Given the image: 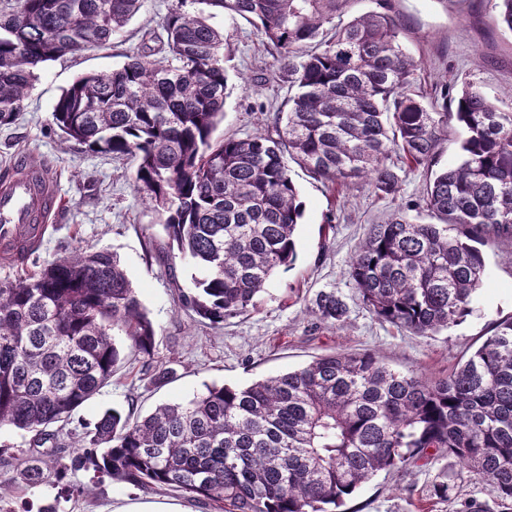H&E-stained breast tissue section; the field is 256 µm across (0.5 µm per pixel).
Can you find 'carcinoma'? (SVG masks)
<instances>
[{"label":"carcinoma","instance_id":"carcinoma-1","mask_svg":"<svg viewBox=\"0 0 512 512\" xmlns=\"http://www.w3.org/2000/svg\"><path fill=\"white\" fill-rule=\"evenodd\" d=\"M352 0H175L155 47L119 69L87 73L52 110L66 141L130 156L169 248L202 270L179 307L214 326L250 313L296 259L302 217L291 164L331 184L362 180L395 195L398 154L425 174L426 223L402 212L374 224L349 262L359 298L379 319L430 336L470 314L487 275L482 248L512 247V105L471 83L448 84L453 110L425 102L421 62L404 46L389 0L344 20ZM144 0H3L0 126L12 124L47 62L101 48ZM512 33V0H495ZM224 15L252 23L279 62L287 111L260 130L215 138L228 90ZM458 161L438 167L451 124ZM342 327L348 306L321 290L307 306ZM156 332L118 255L78 248L0 282V430L49 447L0 474V503L24 485L88 498L105 482L167 489L221 512H338L380 471L454 457L512 503V317L429 380L372 353L329 354L246 387L210 386L145 416L73 415L128 362L153 363ZM70 446L72 453L59 456ZM89 480L65 483L70 472Z\"/></svg>","mask_w":512,"mask_h":512}]
</instances>
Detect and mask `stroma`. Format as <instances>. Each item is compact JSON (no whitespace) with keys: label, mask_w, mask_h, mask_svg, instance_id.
<instances>
[{"label":"stroma","mask_w":512,"mask_h":512,"mask_svg":"<svg viewBox=\"0 0 512 512\" xmlns=\"http://www.w3.org/2000/svg\"><path fill=\"white\" fill-rule=\"evenodd\" d=\"M173 0H145L140 14L112 44L46 63L39 71L26 109L12 125L0 127V170L20 155L48 170L57 182L62 212L35 252L38 265L77 248H104L120 257L156 330L155 359L171 367L169 381L154 383L142 363L125 365L100 392L76 412L94 422L110 407L146 413L157 404L184 401L211 384L244 385L300 367L331 353L373 352L402 372L444 378L488 336L493 324L512 316V249H484L488 277L471 314L433 336H416L378 320L359 300L348 275L349 260L373 224L397 211L416 217L423 186L421 173L400 171V191L376 194L355 181L331 186L299 167L291 177L303 203L296 230L297 259L279 273L257 299L256 312L225 321L214 329L177 305L179 291H191L199 270L175 257L161 260L167 238L158 214L144 203L135 182V163L95 154L60 138L53 107L73 81L87 72L106 73L136 52L146 29L155 27ZM406 48L423 62L417 87L428 101L443 106L440 89L450 81L472 82L502 106L512 105V35L497 25L494 0H392ZM231 57L229 94L216 136L256 131L259 112L284 108L286 87L272 74L277 68L263 35L245 21L216 17ZM335 290L348 304L344 327L318 323L306 310L321 290ZM448 485L447 497L434 491ZM56 488L18 487L7 505L15 512H37L57 503L58 512H113L132 503H163L185 512H216L211 505L176 493L144 492L107 483L93 499L56 501ZM490 498L483 482L462 470L453 458L407 471L381 472L346 503L348 512H461L464 502Z\"/></svg>","instance_id":"stroma-1"}]
</instances>
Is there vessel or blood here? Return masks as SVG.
<instances>
[{"mask_svg":"<svg viewBox=\"0 0 512 512\" xmlns=\"http://www.w3.org/2000/svg\"><path fill=\"white\" fill-rule=\"evenodd\" d=\"M59 208L57 186L45 170L28 158L17 159L0 175V254L37 245Z\"/></svg>","mask_w":512,"mask_h":512,"instance_id":"vessel-or-blood-1","label":"vessel or blood"}]
</instances>
